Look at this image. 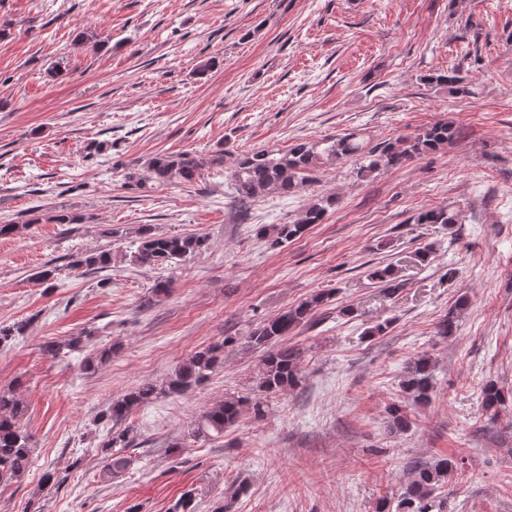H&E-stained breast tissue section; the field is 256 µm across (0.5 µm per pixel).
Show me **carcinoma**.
<instances>
[{"mask_svg":"<svg viewBox=\"0 0 512 512\" xmlns=\"http://www.w3.org/2000/svg\"><path fill=\"white\" fill-rule=\"evenodd\" d=\"M429 81L448 87V91L454 94H471L470 81L458 70L433 76ZM459 134V128L446 120H440L419 129L411 136L389 138L376 143L353 132L298 142L286 152L273 149L242 152L235 156L231 181L237 197L244 201L267 195H286L300 189L313 181L315 172L327 161L352 160L356 163L357 177L364 179L382 170L402 167L425 154L443 150ZM202 166L203 162L193 152L157 154L143 164L148 179L158 185L189 183L195 179ZM336 202L334 196H318L304 207L297 220L288 224L264 226L258 234L270 242V247H279L301 236L309 225L323 223L329 209ZM414 222L452 225L458 223V216L446 206L433 207L418 213ZM205 246L206 239L197 234L157 235L151 228L143 227L139 231V244L132 254L131 262L154 267L183 261L201 253ZM110 267V249L82 254L73 262L75 269L102 270ZM368 277L393 292L401 286L395 277V268L389 264L371 269ZM331 298L332 290L318 291L249 333L248 346L263 352L255 394L229 395L211 405L196 421L192 430L194 437L224 433V429L237 424L245 408L260 417L265 413L268 397L283 395L300 385L301 350L288 346L284 339ZM467 304L466 297L458 299L439 321L438 335H456L460 311ZM25 329L26 324L23 322L0 326V347H5L23 335ZM86 336L88 333L81 332L61 341L49 342L44 345V352L53 358L64 357L81 348ZM223 353L222 342L197 350L162 385L146 383L133 388L112 400L100 412L99 422L108 427L102 444L104 476L119 477L130 466L131 459L125 455V449L131 443V429L124 426L130 412L160 395H180L203 383L223 365ZM111 357L112 346L105 345L84 359L83 369L93 371L97 365ZM433 370L432 358L426 354L410 360L405 366L402 380L404 392L416 402L428 400L433 385ZM506 403L507 393L497 384L490 382L484 386L481 393L484 411L495 416ZM25 411L24 400L17 391L0 390V483L21 478L31 464L30 437L20 427ZM457 467L458 460L450 456L413 463L412 476L399 493L396 505L385 501L378 512H444V500L440 499L438 491Z\"/></svg>","mask_w":512,"mask_h":512,"instance_id":"obj_1","label":"carcinoma"}]
</instances>
